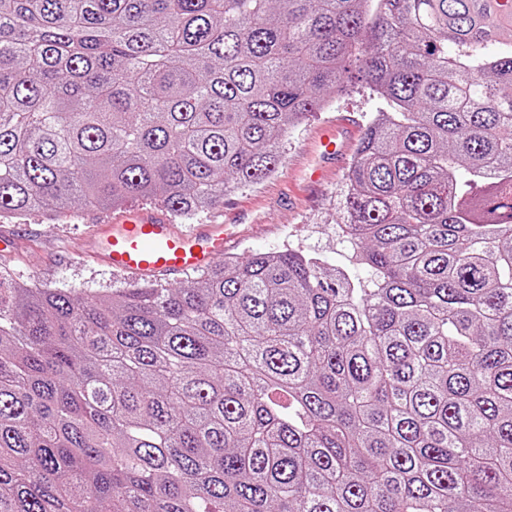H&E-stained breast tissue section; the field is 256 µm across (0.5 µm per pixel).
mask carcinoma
Wrapping results in <instances>:
<instances>
[{"mask_svg":"<svg viewBox=\"0 0 512 512\" xmlns=\"http://www.w3.org/2000/svg\"><path fill=\"white\" fill-rule=\"evenodd\" d=\"M353 66L370 279L0 278V512H512V0H0V219L221 206Z\"/></svg>","mask_w":512,"mask_h":512,"instance_id":"carcinoma-1","label":"carcinoma"}]
</instances>
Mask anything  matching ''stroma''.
Listing matches in <instances>:
<instances>
[{
    "mask_svg": "<svg viewBox=\"0 0 512 512\" xmlns=\"http://www.w3.org/2000/svg\"><path fill=\"white\" fill-rule=\"evenodd\" d=\"M379 107V100L364 84H353L346 94L332 96L324 109L288 133L281 162L266 181L225 193V221L242 226V236L229 248V255L245 257L294 248L319 254L336 266L351 265L353 249L340 233L336 213V189L346 165L335 167L327 182L315 188L307 187L301 168L309 160L316 130L341 118L350 119L354 130H362ZM101 215V210L80 207L53 223L41 212L0 222V232L20 235L11 257L0 258V277L18 284L45 283L103 299L110 298L113 289L130 287L132 277L80 260L71 252Z\"/></svg>",
    "mask_w": 512,
    "mask_h": 512,
    "instance_id": "1",
    "label": "stroma"
}]
</instances>
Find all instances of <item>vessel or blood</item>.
I'll return each instance as SVG.
<instances>
[{"instance_id":"vessel-or-blood-1","label":"vessel or blood","mask_w":512,"mask_h":512,"mask_svg":"<svg viewBox=\"0 0 512 512\" xmlns=\"http://www.w3.org/2000/svg\"><path fill=\"white\" fill-rule=\"evenodd\" d=\"M346 132V126L334 125L317 134L309 181H321L330 164L341 158ZM234 237L231 224L212 219L183 228L172 224L161 208L138 206L95 224L82 237L77 252L113 270L151 280L210 266L223 258Z\"/></svg>"}]
</instances>
